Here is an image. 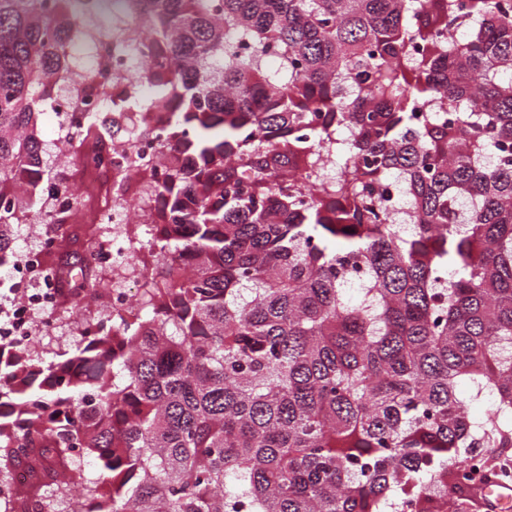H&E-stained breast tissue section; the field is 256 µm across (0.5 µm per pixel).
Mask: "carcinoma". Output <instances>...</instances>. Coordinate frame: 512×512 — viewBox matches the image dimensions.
I'll use <instances>...</instances> for the list:
<instances>
[{
  "mask_svg": "<svg viewBox=\"0 0 512 512\" xmlns=\"http://www.w3.org/2000/svg\"><path fill=\"white\" fill-rule=\"evenodd\" d=\"M104 4L149 36L113 38L145 71L103 94L170 156L118 153L97 112L73 158L114 155L118 194L138 174L165 232L137 312L45 371L0 347V475L30 473L6 512H469L511 486L512 0H0V267ZM80 266L77 313L109 298ZM483 495L480 488H477L472 492V502L469 512H512V493L508 488L496 490L494 486L485 485L483 486ZM484 497L488 500H494L497 508L510 503L511 511H495Z\"/></svg>",
  "mask_w": 512,
  "mask_h": 512,
  "instance_id": "obj_1",
  "label": "carcinoma"
}]
</instances>
